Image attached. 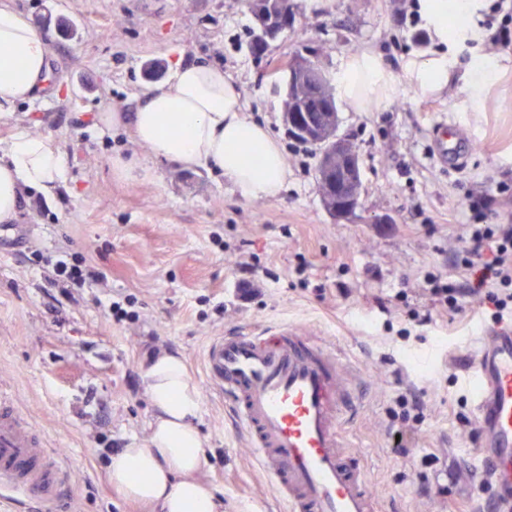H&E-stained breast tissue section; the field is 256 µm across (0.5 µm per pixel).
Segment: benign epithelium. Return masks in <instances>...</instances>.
<instances>
[{"instance_id":"7a95c632","label":"benign epithelium","mask_w":512,"mask_h":512,"mask_svg":"<svg viewBox=\"0 0 512 512\" xmlns=\"http://www.w3.org/2000/svg\"><path fill=\"white\" fill-rule=\"evenodd\" d=\"M252 15L255 20V40L263 48L296 22V14L284 9L280 0H262ZM321 80V69L310 59L288 66L290 85L295 82L316 84ZM334 106L336 103L333 99H326L321 105V116L316 117L306 107L290 100L284 105L283 121L290 138L304 137L315 146L327 148L322 155L320 177L330 192L326 198L327 210L334 220L341 222L350 220L360 207L356 178L360 161L354 147L337 135L338 116Z\"/></svg>"}]
</instances>
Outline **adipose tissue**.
<instances>
[{
	"instance_id": "ef3b65f1",
	"label": "adipose tissue",
	"mask_w": 512,
	"mask_h": 512,
	"mask_svg": "<svg viewBox=\"0 0 512 512\" xmlns=\"http://www.w3.org/2000/svg\"><path fill=\"white\" fill-rule=\"evenodd\" d=\"M481 7L480 0H418L421 25L435 49L408 59L404 74L410 85L425 93L447 88L455 61L443 46L479 37L474 17ZM1 46L9 54L0 55V120L12 105L42 88L50 53L44 38L8 0H0ZM392 91L389 73L370 52L352 56L336 77L337 95L357 108L367 101L382 104ZM97 127L103 134L130 128L155 159L219 173L248 201L276 198L288 186L278 138L269 126L247 116L240 84L213 63L175 60L169 78L143 92L134 111L116 107L100 113ZM67 180L61 148L16 125L9 138L0 139V223L17 218L28 193L50 198ZM146 392L157 409L150 443L112 455L113 485L158 512H218L212 490L197 477L203 462L194 425L200 394L182 359L158 356L146 372Z\"/></svg>"
}]
</instances>
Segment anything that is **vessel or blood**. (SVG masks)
I'll return each mask as SVG.
<instances>
[{
  "mask_svg": "<svg viewBox=\"0 0 512 512\" xmlns=\"http://www.w3.org/2000/svg\"><path fill=\"white\" fill-rule=\"evenodd\" d=\"M437 150L443 159L458 154L448 123L437 130ZM202 361L209 384L235 404L252 455L288 512H382L360 459L343 451L352 388L338 377L346 362L338 345L280 323L213 337ZM469 386L496 510L512 512V333L485 337ZM65 480L42 433L0 393V491L61 512Z\"/></svg>",
  "mask_w": 512,
  "mask_h": 512,
  "instance_id": "obj_1",
  "label": "vessel or blood"
}]
</instances>
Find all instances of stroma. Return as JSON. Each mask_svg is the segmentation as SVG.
<instances>
[{"mask_svg":"<svg viewBox=\"0 0 512 512\" xmlns=\"http://www.w3.org/2000/svg\"><path fill=\"white\" fill-rule=\"evenodd\" d=\"M292 3L293 31L260 57L249 48V0H13L51 50L45 85L14 110L61 147L69 180L55 199L28 195L0 233V391L56 453L67 474L64 512H152L112 486L108 466L112 452L149 443L155 408L145 373L163 353L180 356L198 387L199 476L223 512H283L202 364L211 337L276 322L349 352L346 450L362 452L386 512H471L476 504L471 474L481 462L456 415L475 414L458 400L471 394L474 349L493 327L470 302L448 317L422 285L474 246L467 225L512 224V43L454 47L458 69L489 53L503 66L476 106L460 79L430 95L406 81L405 61L431 48L407 19L410 0ZM306 49L328 80L349 56L370 51L395 83L386 104L358 112L336 103L338 133L356 149L362 179L361 205L345 224L323 205L313 147L286 131L285 91L270 72V61ZM177 57L220 65L242 85L248 116L283 147L288 188L279 197L247 201L222 176L165 163H153L149 179L113 175L116 156H151L130 131L100 134L98 113L133 111L145 68L159 65L167 78ZM444 120L466 146L457 166L436 154L434 128ZM469 190L487 198L480 213L465 207ZM74 254L101 278L66 291L53 262ZM115 301L129 319L113 318ZM414 311L431 322L413 325ZM409 388L424 403L414 433L388 414ZM402 444L441 462L412 467L397 452Z\"/></svg>","mask_w":512,"mask_h":512,"instance_id":"stroma-1","label":"stroma"}]
</instances>
